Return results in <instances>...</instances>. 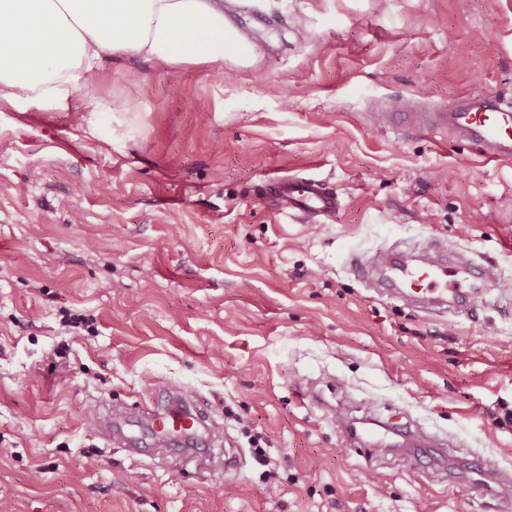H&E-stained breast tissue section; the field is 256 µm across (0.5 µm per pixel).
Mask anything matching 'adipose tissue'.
<instances>
[{"mask_svg":"<svg viewBox=\"0 0 512 512\" xmlns=\"http://www.w3.org/2000/svg\"><path fill=\"white\" fill-rule=\"evenodd\" d=\"M136 54L164 70L255 66L260 46L222 0H0V101L65 107L104 56Z\"/></svg>","mask_w":512,"mask_h":512,"instance_id":"ef3b65f1","label":"adipose tissue"}]
</instances>
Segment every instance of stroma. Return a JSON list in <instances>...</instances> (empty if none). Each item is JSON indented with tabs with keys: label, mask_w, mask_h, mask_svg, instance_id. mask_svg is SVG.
Wrapping results in <instances>:
<instances>
[{
	"label": "stroma",
	"mask_w": 512,
	"mask_h": 512,
	"mask_svg": "<svg viewBox=\"0 0 512 512\" xmlns=\"http://www.w3.org/2000/svg\"><path fill=\"white\" fill-rule=\"evenodd\" d=\"M228 9L265 46L256 67L129 55L64 109L0 102V512H512L492 479L365 455L334 421L512 470V300L427 313L352 266L433 234L512 290V161L372 119L512 100V0ZM287 175L326 182L336 217L268 208ZM183 391L216 430L206 467L93 424Z\"/></svg>",
	"instance_id": "35a3bbf8"
}]
</instances>
